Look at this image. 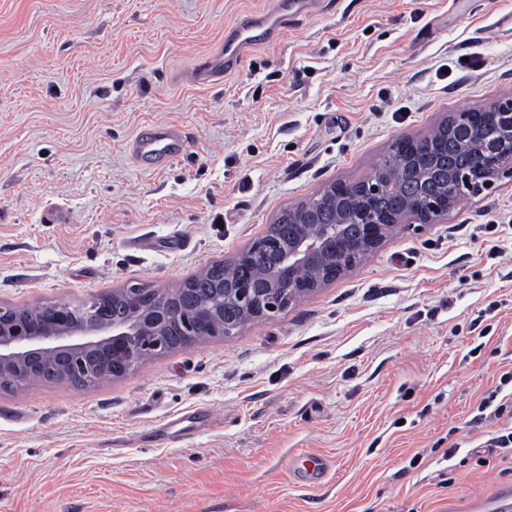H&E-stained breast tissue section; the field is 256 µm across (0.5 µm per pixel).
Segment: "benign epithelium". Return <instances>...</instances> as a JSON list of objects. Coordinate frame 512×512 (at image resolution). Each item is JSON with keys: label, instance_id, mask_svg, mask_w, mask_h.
I'll list each match as a JSON object with an SVG mask.
<instances>
[{"label": "benign epithelium", "instance_id": "benign-epithelium-1", "mask_svg": "<svg viewBox=\"0 0 512 512\" xmlns=\"http://www.w3.org/2000/svg\"><path fill=\"white\" fill-rule=\"evenodd\" d=\"M448 134L461 147L472 151L473 161L458 164L457 181L447 185L441 194L428 190L426 176L438 171L437 152L433 150L435 134L419 137L424 146V160H412L408 178L399 182L382 173L377 179L364 183L331 182L327 188H336L341 198L367 200L401 189L404 208L400 212L381 217L367 206L341 210L339 223L353 224L358 229L357 241L336 238V229L324 231L311 225L288 250L283 258L265 272L266 287L247 286L241 282L226 287L242 315L253 322H263L269 313H282L306 295L303 289L283 290L285 276L310 267V259L317 253L334 256L344 254L364 244L374 252L384 245L405 224H434L454 209V194L467 187L480 193L492 187L494 181L512 178V153L483 151L484 135L496 136V129L512 130V97L472 106L453 112L443 120ZM185 315L182 304H162L148 314L136 304L128 313L112 320L104 316L97 302L72 306L64 302H33L25 306V315L17 317L16 309L0 305V378L17 376L28 384L38 383L35 377L42 362L57 363L61 374L98 377L102 380L127 375L135 362L151 351L165 352V330ZM193 338H209L215 333L211 312L203 306L193 307Z\"/></svg>", "mask_w": 512, "mask_h": 512}]
</instances>
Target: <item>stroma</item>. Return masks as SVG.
I'll use <instances>...</instances> for the list:
<instances>
[{"label": "stroma", "mask_w": 512, "mask_h": 512, "mask_svg": "<svg viewBox=\"0 0 512 512\" xmlns=\"http://www.w3.org/2000/svg\"><path fill=\"white\" fill-rule=\"evenodd\" d=\"M268 3L0 0V304L179 285L396 139L512 95V0H323L223 83L187 82ZM147 124L190 134L160 173L126 151ZM511 369L505 178L238 335L0 390V512H466L512 486L478 416L512 402ZM302 453L332 461L324 484L293 475Z\"/></svg>", "instance_id": "obj_1"}]
</instances>
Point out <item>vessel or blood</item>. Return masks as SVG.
Listing matches in <instances>:
<instances>
[{
  "label": "vessel or blood",
  "instance_id": "b4317fda",
  "mask_svg": "<svg viewBox=\"0 0 512 512\" xmlns=\"http://www.w3.org/2000/svg\"><path fill=\"white\" fill-rule=\"evenodd\" d=\"M298 8L312 12V0H280L278 6L260 9L227 27L224 41L210 52L190 74L193 82L206 84L221 81L236 72L257 45L273 47L282 42L288 32V11ZM189 146L185 130L178 125H156L136 135L129 144L134 161L144 167L161 170L183 155ZM471 512H512V491L499 490L473 500Z\"/></svg>",
  "mask_w": 512,
  "mask_h": 512
}]
</instances>
